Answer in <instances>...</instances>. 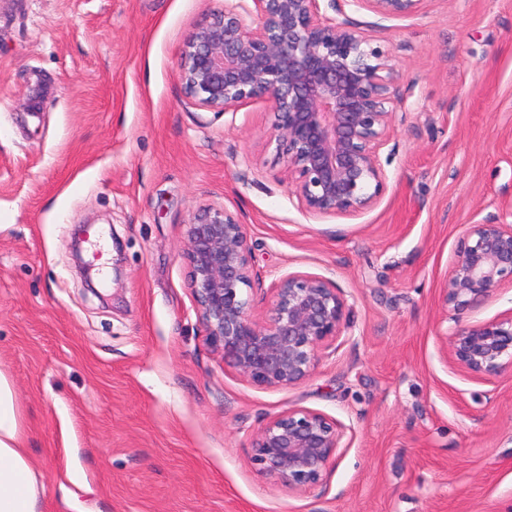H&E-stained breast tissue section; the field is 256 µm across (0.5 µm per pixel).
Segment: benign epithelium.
Segmentation results:
<instances>
[{
    "label": "benign epithelium",
    "instance_id": "7a95c632",
    "mask_svg": "<svg viewBox=\"0 0 512 512\" xmlns=\"http://www.w3.org/2000/svg\"><path fill=\"white\" fill-rule=\"evenodd\" d=\"M224 0L188 37L178 78L197 104L218 113L263 102L288 155L291 194L314 217L355 218L387 188L380 150L394 133L396 70L345 16L348 2L385 18H409L423 0ZM185 259L206 340L247 382L287 388L308 379L322 351L342 336L347 302L329 280L290 273L272 289L266 317L243 290L253 287V242L225 207L189 217ZM512 279V225L470 224L451 261L444 306L462 310ZM451 361L492 379L512 368V317L460 326ZM345 428L327 415L290 408L255 433L252 462L272 481L301 492L323 481Z\"/></svg>",
    "mask_w": 512,
    "mask_h": 512
}]
</instances>
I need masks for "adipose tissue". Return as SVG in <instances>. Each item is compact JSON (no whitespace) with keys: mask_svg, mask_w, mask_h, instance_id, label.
Listing matches in <instances>:
<instances>
[{"mask_svg":"<svg viewBox=\"0 0 512 512\" xmlns=\"http://www.w3.org/2000/svg\"><path fill=\"white\" fill-rule=\"evenodd\" d=\"M43 483L25 446L12 380L0 372V512H39Z\"/></svg>","mask_w":512,"mask_h":512,"instance_id":"ef3b65f1","label":"adipose tissue"}]
</instances>
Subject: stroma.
<instances>
[{"mask_svg":"<svg viewBox=\"0 0 512 512\" xmlns=\"http://www.w3.org/2000/svg\"><path fill=\"white\" fill-rule=\"evenodd\" d=\"M224 0H0V370L40 512H512V370L444 359L443 331L512 316V282L444 306L466 225L512 224V0L346 6L396 66L387 191L305 214L264 103L217 114L177 78ZM247 224L264 315L291 273L347 300L338 348L264 388L207 343L183 252L190 212ZM342 423L321 484L291 492L251 441L280 412Z\"/></svg>","mask_w":512,"mask_h":512,"instance_id":"35a3bbf8","label":"stroma"}]
</instances>
